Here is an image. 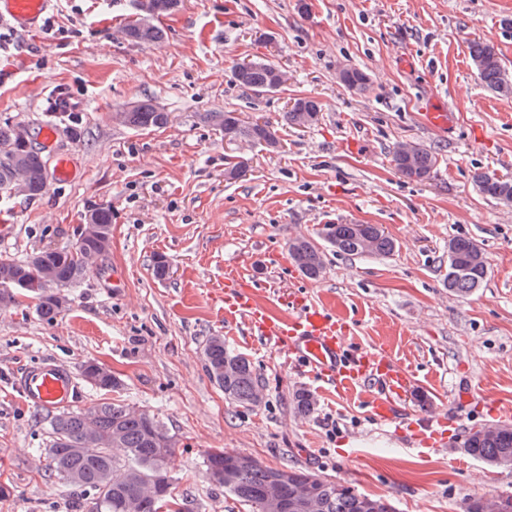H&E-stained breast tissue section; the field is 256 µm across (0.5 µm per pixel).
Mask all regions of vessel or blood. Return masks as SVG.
Returning <instances> with one entry per match:
<instances>
[{"instance_id":"vessel-or-blood-1","label":"vessel or blood","mask_w":512,"mask_h":512,"mask_svg":"<svg viewBox=\"0 0 512 512\" xmlns=\"http://www.w3.org/2000/svg\"><path fill=\"white\" fill-rule=\"evenodd\" d=\"M52 0H0V15H8L36 31ZM224 312L243 321L251 334L272 342L319 380L339 390L356 388L379 422H394L405 372L383 354H349L350 327L329 311L310 306L288 317L272 315L253 301L244 289L224 292ZM75 389L74 377L63 364L44 362L27 369L21 390L29 403L56 407L66 403Z\"/></svg>"}]
</instances>
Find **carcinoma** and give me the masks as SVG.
<instances>
[{
  "label": "carcinoma",
  "instance_id": "cac0c4a2",
  "mask_svg": "<svg viewBox=\"0 0 512 512\" xmlns=\"http://www.w3.org/2000/svg\"><path fill=\"white\" fill-rule=\"evenodd\" d=\"M125 38L135 43L164 41L159 21L147 22L136 15L123 27ZM469 57L480 81L502 97H512V75L504 68L495 47L486 40L468 44ZM232 77L259 95L272 82V63L254 62L245 69L234 67ZM321 105L313 97L296 99L291 109L279 116L278 124L290 127L314 125ZM198 122L224 134L230 141L259 142L269 121L250 122L235 111L196 112ZM120 124L138 130L163 128L171 113L162 111L153 99L138 102L113 113ZM413 154L412 166L401 163L405 151ZM391 164L411 181L431 178L438 166L432 150L411 143H397L390 150ZM49 156L29 140L28 127L9 117L0 119V197H42L48 192ZM472 182L487 199L512 204V179L487 170H477ZM112 236V207L100 204L89 210L79 225L75 242L63 248L32 252L22 260L0 258V310L26 296L35 301L34 310L45 323L57 322L69 306L67 291L77 287L88 272L108 253ZM350 256L394 254L398 242L379 224H325L319 238L297 236L288 241L289 255L298 271L309 280H319L326 271L324 247ZM488 276L481 248L470 237L448 241V292L457 298L470 296ZM209 378L237 406L251 409L265 398L254 363L244 354L230 350L222 336H210L202 348ZM81 376L90 386L107 392L120 389L112 371L95 360L82 364ZM294 413L308 417L317 400L306 389L292 399ZM176 440L153 414L133 403L101 401L79 410H62L49 417L46 447L34 450L45 459L62 488L83 492L84 512H201L195 497L174 494L178 478L167 465L175 453ZM467 455L489 467L512 466V426L485 424L469 430L460 443ZM208 481L249 505L253 512H273L272 500L301 504L294 512H395L384 497L359 492L350 483L319 475L307 468H272L234 449L214 448L204 459ZM471 512H512V495L474 497Z\"/></svg>",
  "mask_w": 512,
  "mask_h": 512
}]
</instances>
